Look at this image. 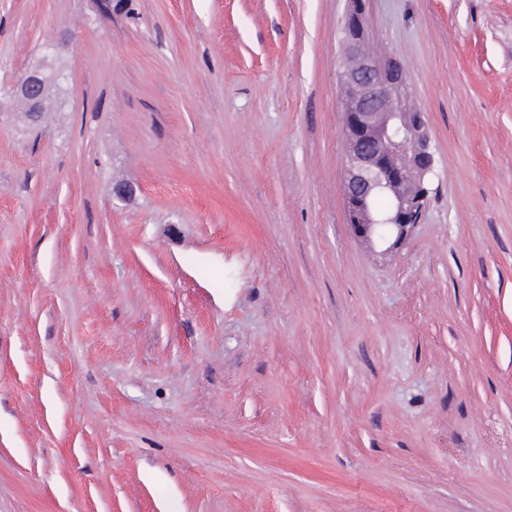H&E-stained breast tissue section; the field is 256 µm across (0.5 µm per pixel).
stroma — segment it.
Wrapping results in <instances>:
<instances>
[{
  "label": "stroma",
  "instance_id": "35a3bbf8",
  "mask_svg": "<svg viewBox=\"0 0 512 512\" xmlns=\"http://www.w3.org/2000/svg\"><path fill=\"white\" fill-rule=\"evenodd\" d=\"M0 0V512H512V0H366L436 167L342 196L348 0ZM134 186L132 199L111 185ZM67 80L62 70H46L41 67L27 70L6 96L20 106L29 121L38 122L50 99L53 88Z\"/></svg>",
  "mask_w": 512,
  "mask_h": 512
}]
</instances>
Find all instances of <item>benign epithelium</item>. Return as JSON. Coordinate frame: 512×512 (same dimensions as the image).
I'll use <instances>...</instances> for the list:
<instances>
[{
  "mask_svg": "<svg viewBox=\"0 0 512 512\" xmlns=\"http://www.w3.org/2000/svg\"><path fill=\"white\" fill-rule=\"evenodd\" d=\"M347 66L341 79V117L347 157L343 197L353 235L380 253L399 250L419 223L434 174L432 136L412 102L403 66L367 47L365 0H349L342 22ZM67 80L61 70H27L7 98L37 122L52 89ZM389 196L393 212L373 202Z\"/></svg>",
  "mask_w": 512,
  "mask_h": 512,
  "instance_id": "7a95c632",
  "label": "benign epithelium"
}]
</instances>
